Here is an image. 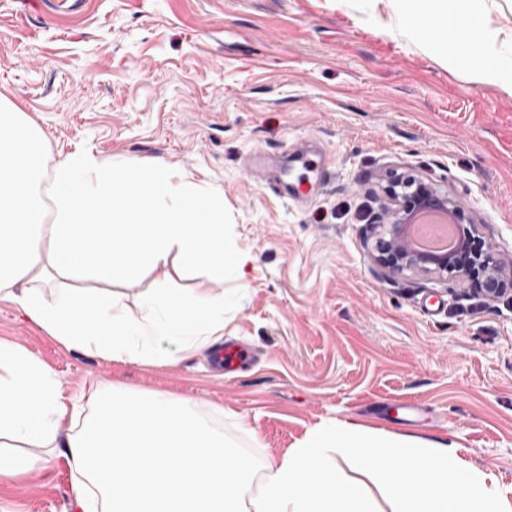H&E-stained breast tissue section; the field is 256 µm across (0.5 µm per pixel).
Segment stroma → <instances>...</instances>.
Wrapping results in <instances>:
<instances>
[{
  "instance_id": "35a3bbf8",
  "label": "stroma",
  "mask_w": 512,
  "mask_h": 512,
  "mask_svg": "<svg viewBox=\"0 0 512 512\" xmlns=\"http://www.w3.org/2000/svg\"><path fill=\"white\" fill-rule=\"evenodd\" d=\"M401 0H0V95L57 160L89 151L163 160L224 197L252 256L224 295V339L258 353L232 373L210 350L164 366L64 346L0 300V342L90 385L160 392L263 461L321 423L353 420L455 443L512 488V92L475 83L453 41L399 24ZM286 184L322 155L330 177L298 203L244 166L254 151ZM394 174L448 192L493 243L506 286L413 271L385 278L364 242ZM420 422L398 413L406 402ZM35 476H0V512H74V477L43 448Z\"/></svg>"
}]
</instances>
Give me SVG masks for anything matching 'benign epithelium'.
<instances>
[{
	"mask_svg": "<svg viewBox=\"0 0 512 512\" xmlns=\"http://www.w3.org/2000/svg\"><path fill=\"white\" fill-rule=\"evenodd\" d=\"M389 206L371 215L369 225L381 227L384 233L375 242L372 259L385 276L416 270L444 278L450 274L468 276L466 263L480 266L486 276L487 296L493 299L502 287L497 269L492 267L493 246L481 241V253L471 252L469 243L452 254L420 252L406 241L405 230L418 212L426 209L441 210L458 224L467 223V216L456 201L446 192L413 176L397 175L385 187Z\"/></svg>",
	"mask_w": 512,
	"mask_h": 512,
	"instance_id": "7a95c632",
	"label": "benign epithelium"
}]
</instances>
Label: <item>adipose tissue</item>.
Segmentation results:
<instances>
[{"instance_id":"1","label":"adipose tissue","mask_w":512,"mask_h":512,"mask_svg":"<svg viewBox=\"0 0 512 512\" xmlns=\"http://www.w3.org/2000/svg\"><path fill=\"white\" fill-rule=\"evenodd\" d=\"M406 24L456 50L477 82L512 90V53L495 50L484 0H409ZM224 200L163 161L133 164L74 154L51 160L26 113L0 96V299L22 304L66 346L119 362L163 366L224 334V297L180 288L184 276L242 279ZM153 277L136 307L109 290ZM102 282L67 289L71 278ZM54 284L56 301L44 298ZM68 404L55 373L0 345V475L43 469L22 446L61 448L76 469L78 512H512V491L461 460L455 444L381 433L348 421L320 424L295 448L255 462L230 450L195 401L92 386Z\"/></svg>"}]
</instances>
